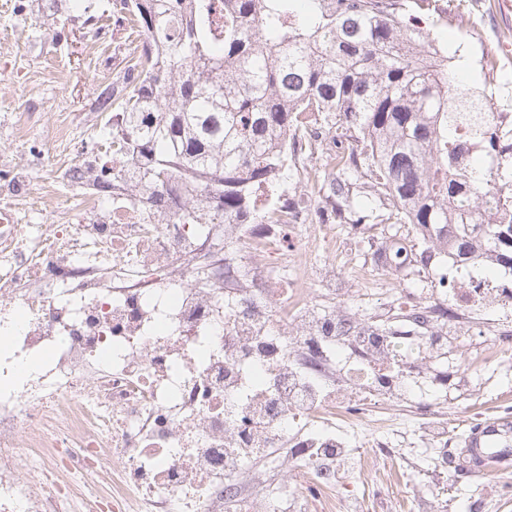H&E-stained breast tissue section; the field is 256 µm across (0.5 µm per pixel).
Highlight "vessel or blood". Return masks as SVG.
I'll use <instances>...</instances> for the list:
<instances>
[{
	"label": "vessel or blood",
	"instance_id": "vessel-or-blood-1",
	"mask_svg": "<svg viewBox=\"0 0 512 512\" xmlns=\"http://www.w3.org/2000/svg\"><path fill=\"white\" fill-rule=\"evenodd\" d=\"M512 464V419L492 417L473 425L464 441L463 461L468 471L483 474L489 460Z\"/></svg>",
	"mask_w": 512,
	"mask_h": 512
}]
</instances>
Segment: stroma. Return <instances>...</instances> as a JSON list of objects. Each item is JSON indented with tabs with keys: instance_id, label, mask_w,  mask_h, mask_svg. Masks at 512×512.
I'll return each mask as SVG.
<instances>
[{
	"instance_id": "35a3bbf8",
	"label": "stroma",
	"mask_w": 512,
	"mask_h": 512,
	"mask_svg": "<svg viewBox=\"0 0 512 512\" xmlns=\"http://www.w3.org/2000/svg\"><path fill=\"white\" fill-rule=\"evenodd\" d=\"M47 0H0V159L31 165L42 158L47 168H64L91 150L109 118L99 111L101 92L120 88L128 66L127 33L113 0H83V9L49 14ZM435 13L446 16L445 26L434 29L448 53L468 58L462 72L465 85H483L498 111L512 113V54L506 53L505 34L512 21L500 12V0H433ZM493 52L499 60L497 77H488L482 55ZM28 114L32 123L23 139L9 135L14 117ZM74 123V147L51 141L52 126ZM336 234L335 249L308 253L307 285L314 297L328 288H349L356 299L345 307L379 329L404 325L405 307L396 301L397 290H412L425 304L442 299V286L426 263L413 259L407 270H381L374 259L392 237L413 240L416 251L425 241L410 224H348L334 214L323 217ZM474 330L458 337L444 359L423 354L426 368L444 364L467 368L447 401L428 399L392 406L383 425L372 415L359 414L347 435L359 444L364 461L337 478L336 497L342 512H512V470L475 475L455 458L472 423L484 417L512 416V363L475 364L477 356L493 350L512 354V311L492 322L474 320ZM440 418L448 424V450L432 454L418 438L424 423ZM387 453L397 475L395 485L380 484L372 458ZM293 462L264 473L262 485L270 492L288 491L292 512H319L304 488L298 486Z\"/></svg>"
}]
</instances>
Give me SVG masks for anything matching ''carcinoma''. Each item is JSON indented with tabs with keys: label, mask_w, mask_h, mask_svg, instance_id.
Returning <instances> with one entry per match:
<instances>
[{
	"label": "carcinoma",
	"mask_w": 512,
	"mask_h": 512,
	"mask_svg": "<svg viewBox=\"0 0 512 512\" xmlns=\"http://www.w3.org/2000/svg\"><path fill=\"white\" fill-rule=\"evenodd\" d=\"M127 22L128 78L103 109L131 135L127 175L155 212L187 224L273 221L258 193L289 178L288 156L313 155L339 129L346 152L297 172L345 218L352 180H365V221L413 224L512 271V139L503 161L471 172L459 147L468 112L493 103L433 57L434 38L406 20L403 0H117Z\"/></svg>",
	"instance_id": "1"
}]
</instances>
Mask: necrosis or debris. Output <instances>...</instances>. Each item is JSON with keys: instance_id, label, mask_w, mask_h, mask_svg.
Returning a JSON list of instances; mask_svg holds the SVG:
<instances>
[{"instance_id": "1", "label": "necrosis or debris", "mask_w": 512, "mask_h": 512, "mask_svg": "<svg viewBox=\"0 0 512 512\" xmlns=\"http://www.w3.org/2000/svg\"><path fill=\"white\" fill-rule=\"evenodd\" d=\"M31 179L0 166V512H285L245 489L275 448L337 512L326 462L358 451L331 368L371 409L458 376L305 288L270 291L305 268L295 225L161 222L135 190L44 206ZM431 260L449 324L512 308V283Z\"/></svg>"}]
</instances>
